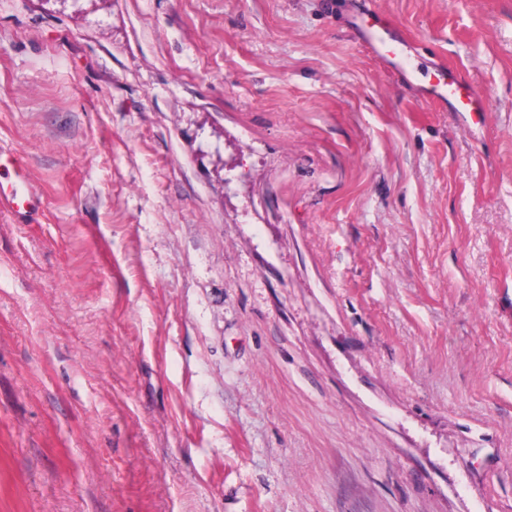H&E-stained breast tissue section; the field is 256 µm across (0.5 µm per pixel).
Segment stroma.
<instances>
[{
	"mask_svg": "<svg viewBox=\"0 0 512 512\" xmlns=\"http://www.w3.org/2000/svg\"><path fill=\"white\" fill-rule=\"evenodd\" d=\"M0 149V512H512V0H0ZM378 18L379 16L377 15V13L374 10L369 9L368 12L365 14L363 26L368 29L371 35L373 41V49L376 52V54L383 60H387L389 59L390 56L396 57V55L392 50H390L387 42L382 38L378 37L376 34L375 27H377ZM422 92L428 102L447 101L457 112L475 113L479 118H485L489 109L486 98L446 64L434 65ZM9 166L14 169L18 178H22L23 166L20 158L12 153L0 151V210H6L15 218L24 221L39 212L43 200L39 192L25 179H22L20 185H12L10 189H5L2 179L4 172L9 171Z\"/></svg>",
	"mask_w": 512,
	"mask_h": 512,
	"instance_id": "stroma-1",
	"label": "stroma"
}]
</instances>
